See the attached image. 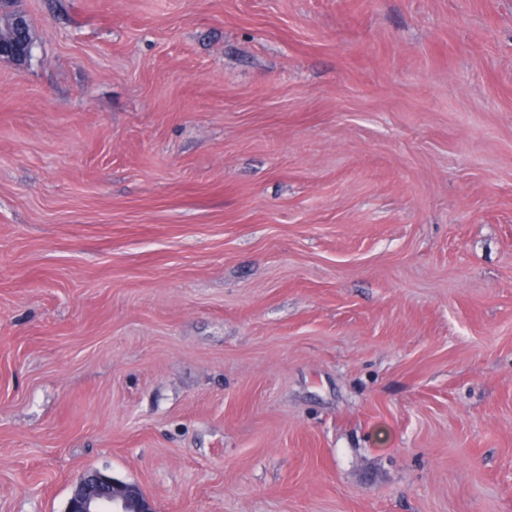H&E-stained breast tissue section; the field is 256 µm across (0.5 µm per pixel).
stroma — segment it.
I'll return each instance as SVG.
<instances>
[{
    "label": "stroma",
    "mask_w": 512,
    "mask_h": 512,
    "mask_svg": "<svg viewBox=\"0 0 512 512\" xmlns=\"http://www.w3.org/2000/svg\"><path fill=\"white\" fill-rule=\"evenodd\" d=\"M0 512H512V0H14ZM11 19L15 29V38L8 43L0 39V58L20 63L27 56L32 43L30 22L24 14L19 12L12 14ZM65 512H155L141 488L105 471L84 474L74 485Z\"/></svg>",
    "instance_id": "35a3bbf8"
}]
</instances>
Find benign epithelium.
Instances as JSON below:
<instances>
[{"label": "benign epithelium", "instance_id": "benign-epithelium-1", "mask_svg": "<svg viewBox=\"0 0 512 512\" xmlns=\"http://www.w3.org/2000/svg\"><path fill=\"white\" fill-rule=\"evenodd\" d=\"M15 29L13 41L0 39V58L22 61L28 54L32 34L28 18L17 12L11 15ZM66 512H155L152 502L141 488L117 480L105 471L84 474L74 485Z\"/></svg>", "mask_w": 512, "mask_h": 512}]
</instances>
